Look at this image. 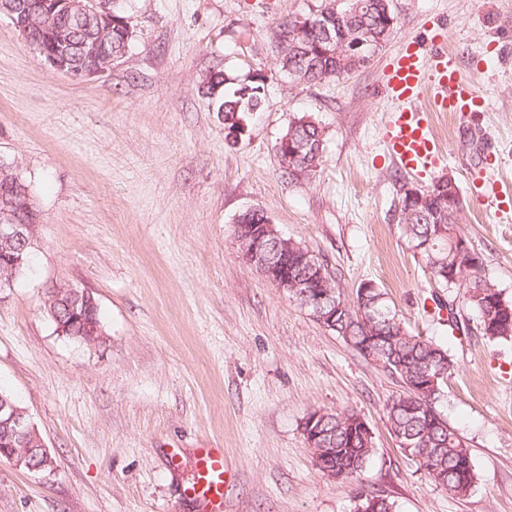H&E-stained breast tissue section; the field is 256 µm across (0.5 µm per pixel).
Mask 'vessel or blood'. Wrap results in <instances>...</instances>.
Segmentation results:
<instances>
[{
	"instance_id": "vessel-or-blood-1",
	"label": "vessel or blood",
	"mask_w": 512,
	"mask_h": 512,
	"mask_svg": "<svg viewBox=\"0 0 512 512\" xmlns=\"http://www.w3.org/2000/svg\"><path fill=\"white\" fill-rule=\"evenodd\" d=\"M384 82L388 99L397 107L384 140L392 158L407 169H435L444 161L435 147L428 111L465 114L487 107L484 91L464 77L456 57L444 50L426 58L415 44L406 45L395 56ZM230 480L223 449L206 443L194 452V475L180 496L200 512H224Z\"/></svg>"
}]
</instances>
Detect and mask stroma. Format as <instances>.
<instances>
[{"label":"stroma","mask_w":512,"mask_h":512,"mask_svg":"<svg viewBox=\"0 0 512 512\" xmlns=\"http://www.w3.org/2000/svg\"><path fill=\"white\" fill-rule=\"evenodd\" d=\"M325 0H127L135 30L106 72L73 79L45 65L0 16V160L31 182L42 215L29 269L0 293V389L28 411L53 460H0V512H197L179 497L199 444L223 448L226 512H351L367 488L398 512H512V341L476 314L451 329L439 288L398 221L403 186L453 177L480 275L512 301V206L474 182L482 151L512 185V0H391L395 28L359 70L288 77L280 24ZM447 49L489 91L475 115H431L445 163L398 167L382 133L385 72L408 42ZM264 73L267 96L236 140L199 92L211 70ZM323 131L315 175H283L276 144L299 118ZM263 211L327 260L354 300L381 288L415 335L447 347L439 409L475 469L467 495L437 487L399 451L385 405L398 379L368 363L243 260L238 216ZM90 289L103 341L60 336L52 288ZM356 413L376 453L360 479L326 477L302 434L315 409ZM178 450L182 464L166 454Z\"/></svg>","instance_id":"1"}]
</instances>
